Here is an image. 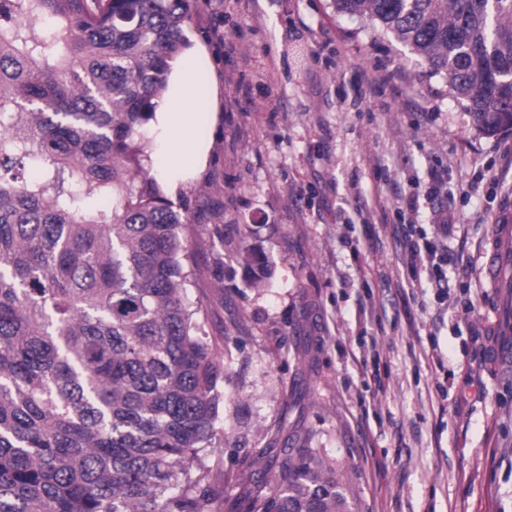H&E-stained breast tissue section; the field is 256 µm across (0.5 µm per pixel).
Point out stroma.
<instances>
[{
    "instance_id": "35a3bbf8",
    "label": "stroma",
    "mask_w": 512,
    "mask_h": 512,
    "mask_svg": "<svg viewBox=\"0 0 512 512\" xmlns=\"http://www.w3.org/2000/svg\"><path fill=\"white\" fill-rule=\"evenodd\" d=\"M332 0H222L234 56L206 170L182 182L200 310L224 362L208 512H244L289 432L336 465L353 512H512V369L487 361L480 273L512 196V133L479 134L425 62L359 35ZM443 204L449 285L413 280L393 237ZM373 233L375 248L351 242ZM254 249L273 275L254 286Z\"/></svg>"
}]
</instances>
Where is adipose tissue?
<instances>
[{"label": "adipose tissue", "mask_w": 512, "mask_h": 512, "mask_svg": "<svg viewBox=\"0 0 512 512\" xmlns=\"http://www.w3.org/2000/svg\"><path fill=\"white\" fill-rule=\"evenodd\" d=\"M209 63L208 54L199 45L189 46L182 58L172 64L171 92L155 108L153 130L163 141L167 158L180 166L179 178L198 174L207 164L209 148L197 141L194 133L196 109V72L193 62Z\"/></svg>", "instance_id": "obj_1"}]
</instances>
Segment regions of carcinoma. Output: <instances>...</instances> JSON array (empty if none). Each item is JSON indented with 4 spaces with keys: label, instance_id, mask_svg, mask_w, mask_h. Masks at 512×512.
<instances>
[{
    "label": "carcinoma",
    "instance_id": "obj_1",
    "mask_svg": "<svg viewBox=\"0 0 512 512\" xmlns=\"http://www.w3.org/2000/svg\"><path fill=\"white\" fill-rule=\"evenodd\" d=\"M332 6L426 62L481 132H512V0ZM190 10L0 0V512H205L216 493L224 366L184 301L190 208L142 143ZM304 442L246 512H349Z\"/></svg>",
    "mask_w": 512,
    "mask_h": 512
}]
</instances>
